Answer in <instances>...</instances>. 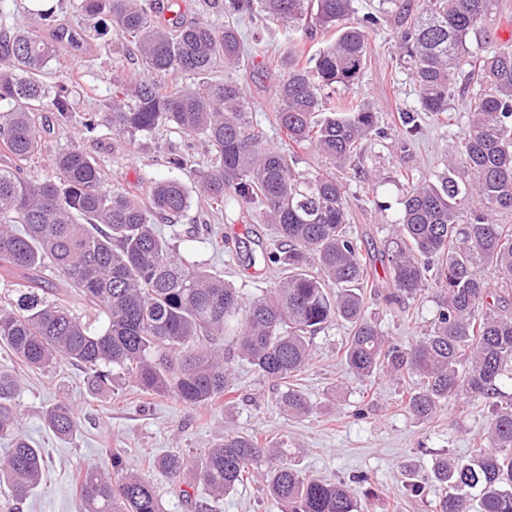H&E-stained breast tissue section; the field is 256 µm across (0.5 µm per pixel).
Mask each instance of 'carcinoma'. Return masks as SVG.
<instances>
[{
    "mask_svg": "<svg viewBox=\"0 0 512 512\" xmlns=\"http://www.w3.org/2000/svg\"><path fill=\"white\" fill-rule=\"evenodd\" d=\"M32 11L56 31L58 4L42 0ZM497 0H382L395 12L401 62L417 86L422 111L448 112L460 74L476 87L466 107L467 129L452 150L447 171L434 181L407 185L400 217L381 256L386 280L367 282L356 237L348 230L345 187L336 171L363 141L382 134L377 115L354 97L334 99L336 87L355 83L367 63L368 30L381 17L356 23L354 0H224V27L186 21L180 12L162 22L153 0H76V26L105 15L111 27L93 26L133 47L148 70L169 82L131 78L112 85L95 111L82 114L80 133L103 124L119 136L148 135L173 126L184 145L164 165L184 172L196 142L211 148L209 168L198 172L195 192L179 178H162L114 194L100 162L75 143L46 154L40 113L70 121L84 87L47 82L56 39L19 30L0 39V148L12 160L0 167V350L28 369L79 368L95 391L118 380L151 394L206 408L233 393L235 359L248 361L277 382L276 403L301 417L312 407L292 383L313 356L312 338L331 323L351 325L341 361L357 377L408 375L417 386L404 408L428 420L452 398L479 400L492 418L477 433L479 446L460 458L435 460L431 480L445 490L435 512H512V41L473 51ZM285 23L300 36L288 50V70L275 88L276 126L298 147L327 160L321 170L296 169L293 154L263 145L250 121L243 84L215 75L241 66L236 21ZM326 41L307 46L313 31ZM189 75L184 84L176 77ZM397 145L409 150L419 130L404 112ZM44 162L51 174L33 179ZM207 215L230 208L255 212L272 240L260 257L274 287L248 299L207 271L194 253L176 250L156 228L174 222L192 204ZM408 314L422 292H436L430 332L403 347L391 342L367 314L365 285ZM82 300L85 313L72 300ZM17 376L0 369V439L11 448L0 460V486L8 512H16L44 480L47 460L21 434ZM46 428L66 440L79 419L62 397L43 413ZM126 451H106L108 466L78 477L81 512H163L151 473H164L173 492L191 500L200 487L218 501L253 478L279 512H360L355 488L313 478L288 462L285 444L255 431L227 430L197 455L170 452L132 472Z\"/></svg>",
    "mask_w": 512,
    "mask_h": 512,
    "instance_id": "1",
    "label": "carcinoma"
}]
</instances>
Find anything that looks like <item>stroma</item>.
<instances>
[{
  "label": "stroma",
  "instance_id": "obj_1",
  "mask_svg": "<svg viewBox=\"0 0 512 512\" xmlns=\"http://www.w3.org/2000/svg\"><path fill=\"white\" fill-rule=\"evenodd\" d=\"M238 27L244 51L237 76L246 88L253 124L262 131L265 146L287 150L288 140L271 117L278 108L273 92L288 62L291 34L287 26L259 29L245 18ZM397 31L392 16L383 17L370 30L367 64L351 88L377 112L384 130L383 137L364 142L343 174L351 230L368 259L383 252L385 227L398 219L397 200L408 181L429 180L443 170L453 142L465 130V102L473 92L472 86H459L449 105L451 123L423 114L415 83L395 61ZM49 68L59 77L81 73L84 82L95 87V95L77 99L80 112L97 108L112 84L144 72L140 59L128 49L105 48L94 40L77 50L60 43ZM400 112L417 116L421 124L418 137L405 153L397 147L394 119ZM81 146L102 164L108 186L115 192L139 181L169 176L162 158L182 148L172 131L131 142L105 126L82 140ZM194 247L211 272L233 282L244 295L270 287L263 271L246 266L239 254L216 253L200 243ZM436 310L428 292L412 304L408 317L388 309L377 297H370L368 303L369 313L378 318L384 334L403 344L424 335ZM349 334V325L339 321L314 336L315 354L300 379L313 411L303 418L281 411L275 403V382L259 377L245 363L236 367L231 403L202 411L127 386L93 394L75 367L62 365L47 375L6 361L0 354V364H7L21 377L16 398L21 431L46 450L49 466L22 512H78L72 475L91 464H106V449H125L128 467L136 469L146 459L168 452H202L228 428L257 430L270 440L286 442L293 463L315 477L337 483L369 475L378 496L367 501L368 512H433L439 489L430 484L424 497H411L406 490L410 475L428 477L437 457L467 455L474 433L490 421L491 413L483 406L454 399L432 420L416 419L401 403L414 386L411 379L362 381L346 368L337 352ZM63 392L80 417V429L70 440L55 437L42 418L45 408ZM216 510L278 512L261 485L253 481L225 495Z\"/></svg>",
  "mask_w": 512,
  "mask_h": 512
}]
</instances>
